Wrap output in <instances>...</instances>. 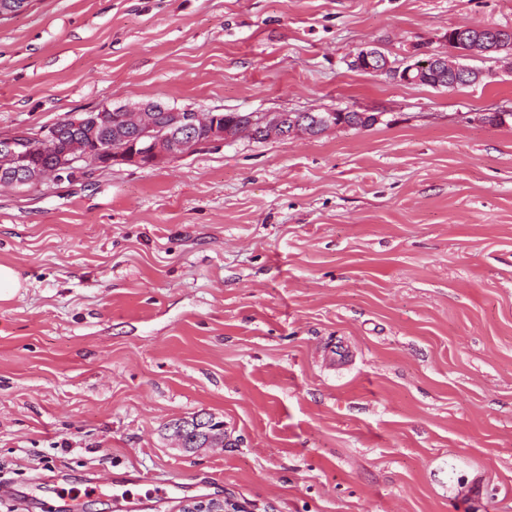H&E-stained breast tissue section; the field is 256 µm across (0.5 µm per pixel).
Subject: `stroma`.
Masks as SVG:
<instances>
[{
  "instance_id": "obj_1",
  "label": "stroma",
  "mask_w": 512,
  "mask_h": 512,
  "mask_svg": "<svg viewBox=\"0 0 512 512\" xmlns=\"http://www.w3.org/2000/svg\"><path fill=\"white\" fill-rule=\"evenodd\" d=\"M512 0H32L0 18V139L102 105L374 112L154 168L0 186V482L120 512H512V76L351 69L444 53ZM510 113L505 124L487 114ZM224 423L176 448L167 424ZM68 472L65 486L48 482ZM22 288L19 271L10 265L0 264V302L13 300ZM245 509V506L232 498L208 496L186 499L180 506L181 512H246Z\"/></svg>"
}]
</instances>
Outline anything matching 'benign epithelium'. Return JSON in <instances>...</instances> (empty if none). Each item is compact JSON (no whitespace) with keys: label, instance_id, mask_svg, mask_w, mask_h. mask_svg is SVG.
Instances as JSON below:
<instances>
[{"label":"benign epithelium","instance_id":"1","mask_svg":"<svg viewBox=\"0 0 512 512\" xmlns=\"http://www.w3.org/2000/svg\"><path fill=\"white\" fill-rule=\"evenodd\" d=\"M478 37L484 38L488 51H500L504 45L512 41V31L505 29L489 34L478 32ZM473 35L467 33L455 39L449 47V55L453 61L444 56L425 50H417L414 56L418 60L404 68L393 66L379 50L361 48L354 52L349 64L357 70H370L384 73L394 80L404 83L416 82L415 75L429 67L446 68L448 77L466 84L473 85L482 81L487 75L478 71L465 61L477 56V52L469 48V39ZM166 111V122H157L154 113ZM119 113L124 129L133 132L126 137L122 145L102 143L95 137V129L107 126L112 122L113 113ZM92 132L86 138H77L69 149L59 155L48 173L62 177L76 178L91 168H110L115 164H136L141 167H154L169 159L181 156L198 146L223 143L230 139L224 132V125L218 123V117L213 114H203L192 109L164 108L149 101L118 107H101L92 111L88 118ZM204 127L208 134L198 138L195 130ZM317 129L314 123H308V117L295 118L290 112H258L254 119L246 125V133L253 138L260 136H276L282 139L298 135L308 136ZM26 152L16 139H9L0 145V182L11 186H29L43 180L42 171L25 164ZM211 423L204 419H194L187 423H179L173 433L177 447L188 449L190 443L187 431L192 428L198 432L210 428ZM180 512H246L245 506L238 501L225 497H195L187 499L180 506Z\"/></svg>","mask_w":512,"mask_h":512}]
</instances>
